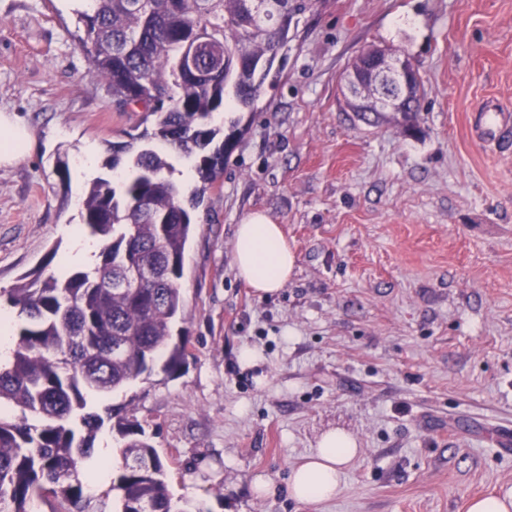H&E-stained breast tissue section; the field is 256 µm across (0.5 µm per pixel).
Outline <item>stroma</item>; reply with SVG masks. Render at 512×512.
Returning <instances> with one entry per match:
<instances>
[{
  "label": "stroma",
  "instance_id": "1",
  "mask_svg": "<svg viewBox=\"0 0 512 512\" xmlns=\"http://www.w3.org/2000/svg\"><path fill=\"white\" fill-rule=\"evenodd\" d=\"M76 31L62 0H0V113L33 139L0 165L2 307L21 276L64 271L86 184L129 166L108 143L147 126L118 110ZM370 46L418 69V136L347 106L339 77ZM280 57L194 213L172 329L184 365L92 407L142 424L196 512H466L512 494L498 445L512 443V149L478 131L512 110V0H314ZM253 212L297 255L264 298L232 260ZM333 428L359 448L340 493L293 500L292 467ZM258 473L276 495L252 494Z\"/></svg>",
  "mask_w": 512,
  "mask_h": 512
}]
</instances>
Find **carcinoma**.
I'll return each instance as SVG.
<instances>
[{
  "label": "carcinoma",
  "mask_w": 512,
  "mask_h": 512,
  "mask_svg": "<svg viewBox=\"0 0 512 512\" xmlns=\"http://www.w3.org/2000/svg\"><path fill=\"white\" fill-rule=\"evenodd\" d=\"M312 0H85L78 43L112 89L122 112L141 104L152 131L130 159L120 185L97 177L84 189L82 224L102 241L93 271L50 272L9 291L26 315L9 363L0 367V505L28 512L52 497L64 512L91 506L79 478L94 470V441L114 409H88L89 396L120 390L156 370L183 364L189 341L173 339L183 308L181 280L192 211L219 187L234 135L212 125L226 89L250 109L263 93L294 17ZM203 32L209 41L199 42ZM196 46L199 74L185 69ZM195 159L192 190L173 180L170 151ZM121 450L108 492L115 512H191L175 508L165 465L139 423Z\"/></svg>",
  "instance_id": "1"
}]
</instances>
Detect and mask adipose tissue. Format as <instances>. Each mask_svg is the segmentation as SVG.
<instances>
[{"instance_id": "1", "label": "adipose tissue", "mask_w": 512, "mask_h": 512, "mask_svg": "<svg viewBox=\"0 0 512 512\" xmlns=\"http://www.w3.org/2000/svg\"><path fill=\"white\" fill-rule=\"evenodd\" d=\"M296 263V254L280 225L268 216L251 214L238 224L233 241L234 269L255 294L262 297L277 293ZM356 454V444L349 436L336 431L326 433L304 462L292 467L289 496L302 503L331 500L340 490L345 466Z\"/></svg>"}]
</instances>
